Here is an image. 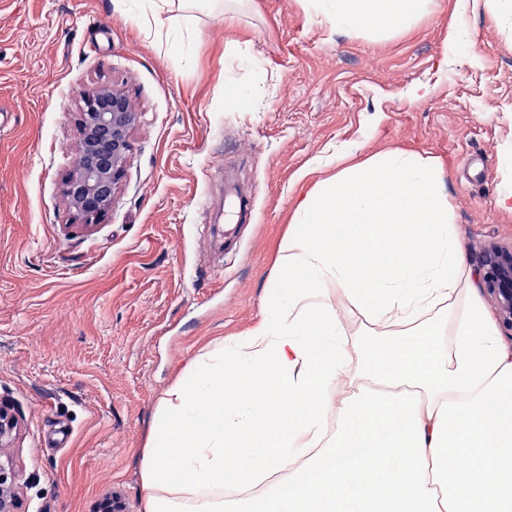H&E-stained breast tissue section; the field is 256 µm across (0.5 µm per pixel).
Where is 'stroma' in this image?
<instances>
[{
	"mask_svg": "<svg viewBox=\"0 0 512 512\" xmlns=\"http://www.w3.org/2000/svg\"><path fill=\"white\" fill-rule=\"evenodd\" d=\"M0 0V458L19 512H142L153 418L192 364L262 319L298 197L387 150L439 161L468 264L512 247V0H428L407 29L312 0ZM141 112L111 208L62 196L82 95ZM239 88L247 106L230 96Z\"/></svg>",
	"mask_w": 512,
	"mask_h": 512,
	"instance_id": "1",
	"label": "stroma"
}]
</instances>
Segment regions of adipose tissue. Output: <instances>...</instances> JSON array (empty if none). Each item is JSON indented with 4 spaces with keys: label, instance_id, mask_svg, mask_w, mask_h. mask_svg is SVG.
I'll return each mask as SVG.
<instances>
[{
    "label": "adipose tissue",
    "instance_id": "obj_1",
    "mask_svg": "<svg viewBox=\"0 0 512 512\" xmlns=\"http://www.w3.org/2000/svg\"><path fill=\"white\" fill-rule=\"evenodd\" d=\"M325 2L339 26L386 30L426 0ZM328 283L400 347L346 333ZM265 297L247 340L217 349L225 373L197 365L156 414L142 512H224L228 471L246 486L279 478L239 512H512V353L437 162L389 151L319 181ZM340 382L349 395L331 402Z\"/></svg>",
    "mask_w": 512,
    "mask_h": 512
}]
</instances>
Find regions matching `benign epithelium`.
Listing matches in <instances>:
<instances>
[{
  "label": "benign epithelium",
  "instance_id": "benign-epithelium-1",
  "mask_svg": "<svg viewBox=\"0 0 512 512\" xmlns=\"http://www.w3.org/2000/svg\"><path fill=\"white\" fill-rule=\"evenodd\" d=\"M79 112L81 156L77 168L64 182L62 194L84 224H92L112 205L125 176L129 134L140 122L125 93L114 87H97L83 94ZM485 279L503 312L512 318V248H494L486 254ZM14 418L0 406V447L11 439ZM0 512H18L15 481L0 464Z\"/></svg>",
  "mask_w": 512,
  "mask_h": 512
}]
</instances>
